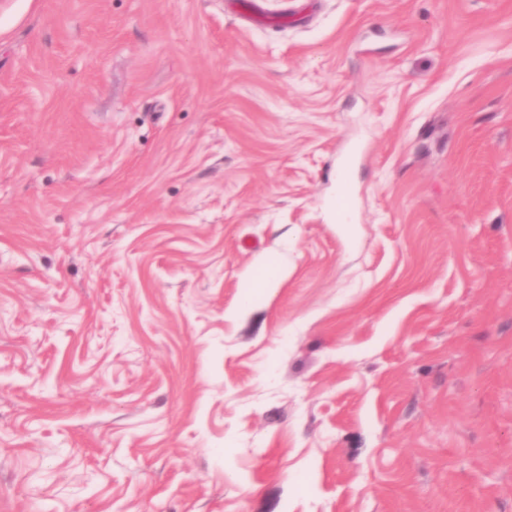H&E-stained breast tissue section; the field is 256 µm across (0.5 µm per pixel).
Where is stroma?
<instances>
[{
    "mask_svg": "<svg viewBox=\"0 0 512 512\" xmlns=\"http://www.w3.org/2000/svg\"><path fill=\"white\" fill-rule=\"evenodd\" d=\"M234 2L0 0V512H512V0Z\"/></svg>",
    "mask_w": 512,
    "mask_h": 512,
    "instance_id": "35a3bbf8",
    "label": "stroma"
}]
</instances>
